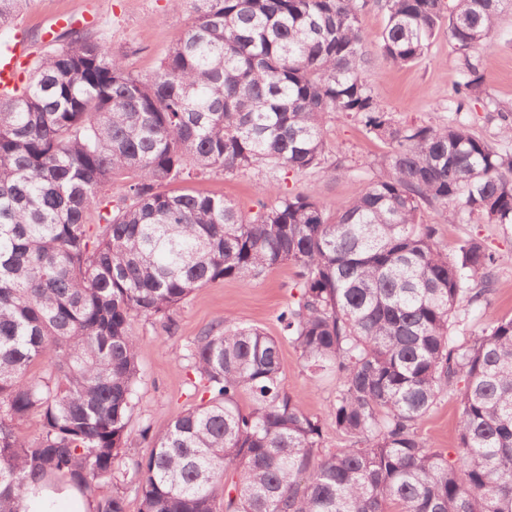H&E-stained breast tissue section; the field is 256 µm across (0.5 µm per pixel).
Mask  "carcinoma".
I'll use <instances>...</instances> for the list:
<instances>
[{
	"instance_id": "1",
	"label": "carcinoma",
	"mask_w": 512,
	"mask_h": 512,
	"mask_svg": "<svg viewBox=\"0 0 512 512\" xmlns=\"http://www.w3.org/2000/svg\"><path fill=\"white\" fill-rule=\"evenodd\" d=\"M27 2L0 0V29ZM373 8L383 58L413 65L443 31L461 74L448 108L482 100L512 0H196L150 77L78 31L0 92V512H23L36 476L70 481L94 512H127L129 490L138 512H512V316L452 335L461 305L492 293L495 255L471 238L450 258L423 220L512 224V153L457 119L395 122L372 94L360 16ZM332 112L388 151L385 172L331 210L272 183L251 217L167 190L320 169ZM287 263L299 297L276 320L312 375H336L328 417L346 445L321 452V419L282 387L279 340L226 317L190 353L208 400L143 427L152 451L124 483L134 320L170 331L194 291ZM449 390L461 415L446 454L418 429Z\"/></svg>"
}]
</instances>
